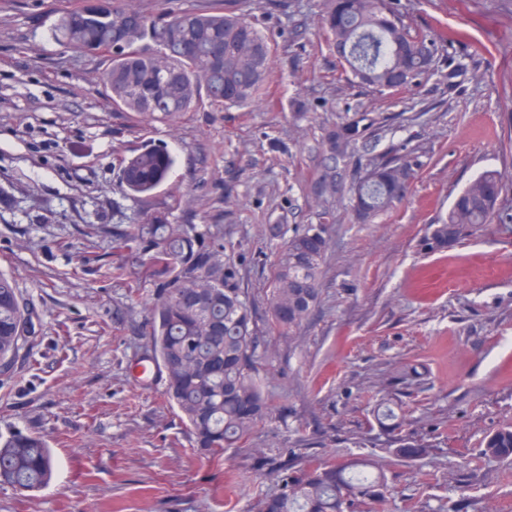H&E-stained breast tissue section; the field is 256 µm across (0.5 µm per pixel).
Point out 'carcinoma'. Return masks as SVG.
Wrapping results in <instances>:
<instances>
[{"mask_svg": "<svg viewBox=\"0 0 512 512\" xmlns=\"http://www.w3.org/2000/svg\"><path fill=\"white\" fill-rule=\"evenodd\" d=\"M321 27L360 83L380 91L419 85L435 62L437 47L412 31L389 0H322ZM59 44L106 59L100 80L112 109L143 122H162L193 109L243 107L262 89L271 47L239 0H215L207 9L189 8L145 15L126 0H80L51 27ZM365 117L346 118L328 130V151L345 155L364 139ZM175 159L166 149L145 147L119 161L122 188L147 197L169 177ZM416 178L406 156L370 161L352 189L351 210L369 223L410 194ZM506 189L503 177L486 171L460 191L448 217L429 227L422 246L431 251L457 244L468 231L492 222ZM112 225L118 247L143 257L136 277L154 281L149 345L142 360L165 379L164 396L186 419L196 450L213 459L228 448H244L272 419L271 400L257 375L263 330H290L316 306L321 267L329 248L326 225L309 224L289 236L268 279L271 317L260 328L239 271L223 259L226 245L194 224H173L167 208ZM36 313L14 279L0 273V376L10 377ZM373 417L395 431L402 406L382 398ZM396 453L421 457L428 446L412 436L399 438ZM482 454L512 456V425L487 435ZM54 458L47 440L17 430L0 438V485L20 492L47 485ZM387 486L384 472L369 461L342 464L308 459L285 474L277 494L258 501L257 512H375Z\"/></svg>", "mask_w": 512, "mask_h": 512, "instance_id": "cac0c4a2", "label": "carcinoma"}]
</instances>
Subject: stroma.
<instances>
[{"mask_svg": "<svg viewBox=\"0 0 512 512\" xmlns=\"http://www.w3.org/2000/svg\"><path fill=\"white\" fill-rule=\"evenodd\" d=\"M75 0H0V270L35 310L36 332L0 380V434L44 436L51 484L0 487V512H255L278 493L281 467L306 458L370 459L388 485L378 512H512V458L481 454L512 424V220L462 243L421 241L480 173L512 179V0H391L440 41L434 72L411 91L358 83L320 29L321 0H241L271 46L266 83L247 106L137 124L105 101L102 59L56 44L50 27ZM370 136L342 157L325 131L353 114ZM147 146L176 163L153 199L126 195L118 160ZM417 165L409 197L367 224L348 209L369 160ZM233 185L225 196V185ZM178 199L170 220L210 226L227 242L255 304L295 228L327 224L319 300L299 327L264 333L261 381L271 421L255 454L197 453L163 378L141 386L128 366L147 343L152 280L112 266L139 260L112 227ZM100 227L85 235L87 225ZM429 453L398 457L367 424L383 395Z\"/></svg>", "mask_w": 512, "mask_h": 512, "instance_id": "35a3bbf8", "label": "stroma"}]
</instances>
